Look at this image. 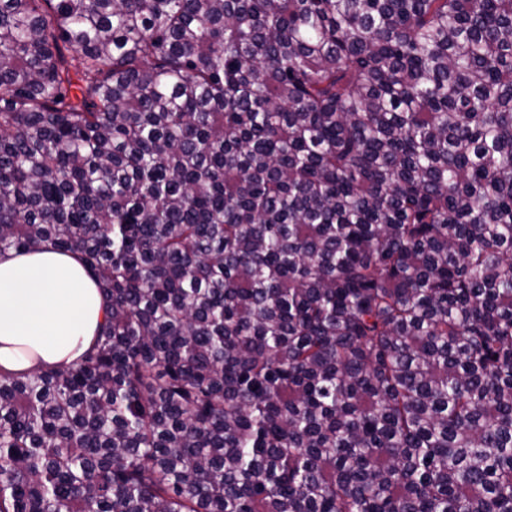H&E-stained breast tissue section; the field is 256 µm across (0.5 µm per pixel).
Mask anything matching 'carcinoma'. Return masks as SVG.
<instances>
[{"instance_id": "cac0c4a2", "label": "carcinoma", "mask_w": 512, "mask_h": 512, "mask_svg": "<svg viewBox=\"0 0 512 512\" xmlns=\"http://www.w3.org/2000/svg\"><path fill=\"white\" fill-rule=\"evenodd\" d=\"M0 512H512V0H0ZM102 297L82 264L56 250L0 257V369L71 365L91 345Z\"/></svg>"}]
</instances>
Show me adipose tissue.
Returning a JSON list of instances; mask_svg holds the SVG:
<instances>
[{
    "label": "adipose tissue",
    "instance_id": "1",
    "mask_svg": "<svg viewBox=\"0 0 512 512\" xmlns=\"http://www.w3.org/2000/svg\"><path fill=\"white\" fill-rule=\"evenodd\" d=\"M102 297L82 264L56 250L0 257V370L71 365L91 345Z\"/></svg>",
    "mask_w": 512,
    "mask_h": 512
}]
</instances>
